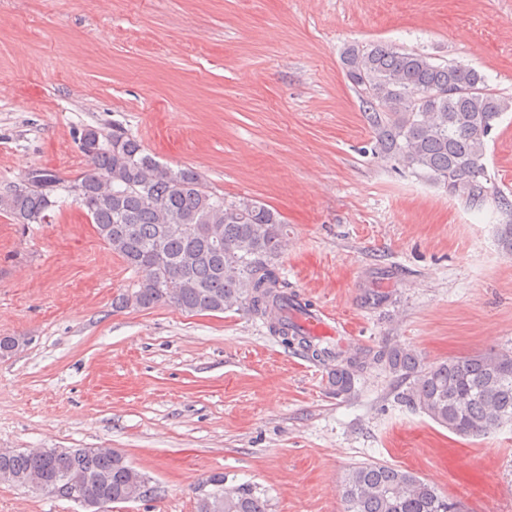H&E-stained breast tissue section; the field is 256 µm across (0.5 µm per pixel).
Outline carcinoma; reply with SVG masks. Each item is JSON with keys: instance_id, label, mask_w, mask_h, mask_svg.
Wrapping results in <instances>:
<instances>
[{"instance_id": "1", "label": "carcinoma", "mask_w": 512, "mask_h": 512, "mask_svg": "<svg viewBox=\"0 0 512 512\" xmlns=\"http://www.w3.org/2000/svg\"><path fill=\"white\" fill-rule=\"evenodd\" d=\"M342 64L365 104L379 153L474 209L493 200L512 212L483 162L485 138L508 104L487 88L479 71L386 43L365 49L350 45ZM81 140L95 149L84 152L87 169L75 182V201L98 237L140 274L135 288L119 295V307L170 303L191 314L244 307L285 347L313 360L334 359L328 380L336 394L354 390L367 355L351 349L332 353L288 320V310L309 314L312 304L281 276L288 233L276 209L250 197L226 200L197 171L160 164L119 126L107 136L86 128ZM27 181L28 190L0 192V212L17 224H46L59 208L62 180L52 170L35 169ZM374 360L408 382L401 401L455 435L481 437L512 425L511 350L490 349L426 366L416 351L394 345ZM35 471L55 477V496L65 499L71 479L94 477L102 484L89 483L86 493L103 494L112 503L125 501L143 477L124 456L85 448L60 454L0 452V481L18 485ZM343 497L345 512H464L462 501L442 495L409 470L381 462L351 467ZM267 507L249 484L195 501V512H267Z\"/></svg>"}]
</instances>
